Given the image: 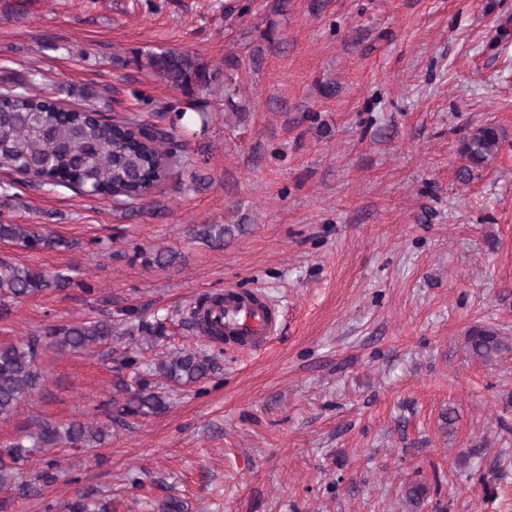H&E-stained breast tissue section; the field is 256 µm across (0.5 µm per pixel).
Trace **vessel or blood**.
Instances as JSON below:
<instances>
[{
  "label": "vessel or blood",
  "mask_w": 512,
  "mask_h": 512,
  "mask_svg": "<svg viewBox=\"0 0 512 512\" xmlns=\"http://www.w3.org/2000/svg\"><path fill=\"white\" fill-rule=\"evenodd\" d=\"M210 317L219 322L227 341L257 350L270 339L278 322V312L256 293L225 290L221 308L212 309Z\"/></svg>",
  "instance_id": "obj_1"
}]
</instances>
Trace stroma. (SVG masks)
I'll return each mask as SVG.
<instances>
[{"label":"stroma","instance_id":"1","mask_svg":"<svg viewBox=\"0 0 512 512\" xmlns=\"http://www.w3.org/2000/svg\"><path fill=\"white\" fill-rule=\"evenodd\" d=\"M167 48L239 60L203 98L208 121L180 118L192 96L133 62ZM31 71L72 107L86 87L111 116L154 101L191 163L123 205L0 169V219L65 241L0 242V260L74 279L0 305V343L104 317L120 334L40 348L43 390L0 419V450L35 418L107 423L118 352L138 357L128 379L180 352L212 367L103 445L32 458L31 492L0 486V512H512V0H0V87ZM484 124L506 137L460 180ZM199 224L223 225V247ZM228 288L281 311L264 349L189 329ZM158 320L147 345L138 324ZM475 325L506 352L472 357Z\"/></svg>","mask_w":512,"mask_h":512}]
</instances>
